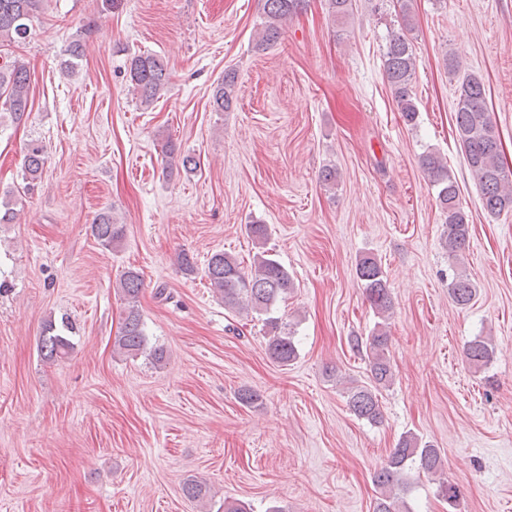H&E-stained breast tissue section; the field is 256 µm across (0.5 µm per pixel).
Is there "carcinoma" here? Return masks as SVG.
<instances>
[{"label": "carcinoma", "mask_w": 512, "mask_h": 512, "mask_svg": "<svg viewBox=\"0 0 512 512\" xmlns=\"http://www.w3.org/2000/svg\"><path fill=\"white\" fill-rule=\"evenodd\" d=\"M44 0H0V49L26 39L29 22L43 8ZM332 17L342 20L349 16L352 0H327ZM300 0H264L265 22L258 46L267 47L278 42L282 26L288 17L297 12ZM402 22L397 29L387 30L383 53V71L392 89L394 101L403 121L411 125L418 117L412 89L415 73V56L408 33L412 29L410 7L401 5ZM68 59L63 62L64 71L71 73L82 56V43L74 39L67 49ZM131 87L143 106H150L160 98L168 84L167 65L152 54H138L131 58L128 66ZM236 76L224 74V80L212 92L213 107L226 112L235 99ZM30 74L26 66L17 59L0 62V98L13 119H21L30 105ZM455 128L466 155L468 167L480 186L483 207L492 214L512 211V181L500 161V150L495 126L486 105V90L475 75L466 76L457 90ZM421 168L437 186V205L445 217V242L449 256L465 249L470 238L468 216L460 203L459 187L448 174L442 159L434 152L420 157ZM46 158L43 147L36 143L28 146L23 160V175L27 186L41 179ZM95 239L106 249L121 242L124 227L112 218V213L103 211L92 224ZM356 274L371 308L381 318L376 323L366 342L354 340L356 348H365L370 366L371 385L348 388L347 403L360 419L371 424L382 420V411L376 391L393 382L392 365L389 358L390 336L385 320L391 310V295L381 264L365 255L357 261ZM204 275L217 291L224 306L238 311H252L264 316L267 351L276 362L288 364L297 358L298 351L290 324L274 315L277 303L293 288L288 270L271 255L262 253L254 257L250 269H245L233 256L222 251L213 253L207 260ZM120 291L127 302V312L121 335L114 347L127 356L143 352L147 339L138 309L143 281L139 273L128 270L119 281ZM449 290L454 302L460 306L471 303L475 288L462 275H453ZM68 322L56 324L49 318L43 322L40 335V353L46 361H58L74 349L68 332ZM494 354L492 343L481 337L470 341L465 349L467 360L479 368L488 364ZM426 473L436 474L443 470L444 456L441 449L428 441H422L412 433L402 435L383 465L375 470L373 483L377 497L373 512H401L399 502L409 488L407 471L412 466ZM186 497L202 500L208 494L205 482L191 479L185 483Z\"/></svg>", "instance_id": "carcinoma-1"}]
</instances>
